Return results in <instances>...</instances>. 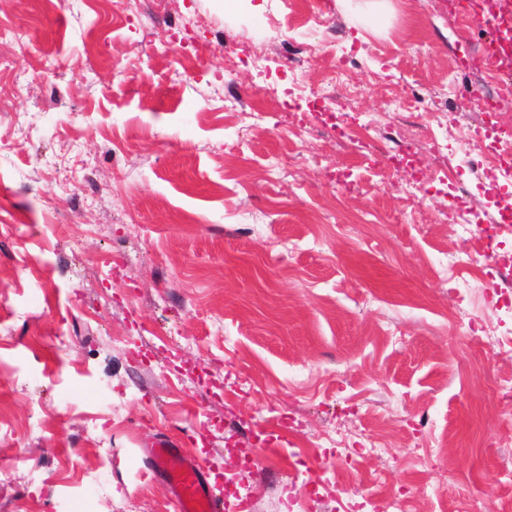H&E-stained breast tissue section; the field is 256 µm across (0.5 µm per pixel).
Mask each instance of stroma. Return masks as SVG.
I'll return each mask as SVG.
<instances>
[{"label":"stroma","instance_id":"stroma-1","mask_svg":"<svg viewBox=\"0 0 512 512\" xmlns=\"http://www.w3.org/2000/svg\"><path fill=\"white\" fill-rule=\"evenodd\" d=\"M391 4L0 0V512H177L160 436L245 512L512 500V231L437 150L496 163L497 81L455 0ZM470 136L478 141L491 139L497 146L503 147L506 155L511 156L512 154V129H495L487 124L485 127L478 125L470 130Z\"/></svg>","mask_w":512,"mask_h":512}]
</instances>
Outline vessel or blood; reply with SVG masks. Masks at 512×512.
<instances>
[{
    "label": "vessel or blood",
    "mask_w": 512,
    "mask_h": 512,
    "mask_svg": "<svg viewBox=\"0 0 512 512\" xmlns=\"http://www.w3.org/2000/svg\"><path fill=\"white\" fill-rule=\"evenodd\" d=\"M473 19L486 35L478 61L500 72L503 83L512 82V74L503 70L512 62V0H492L490 7L474 10ZM147 465L164 478L178 512H224L200 461L177 443L159 440L147 455Z\"/></svg>",
    "instance_id": "b4317fda"
}]
</instances>
